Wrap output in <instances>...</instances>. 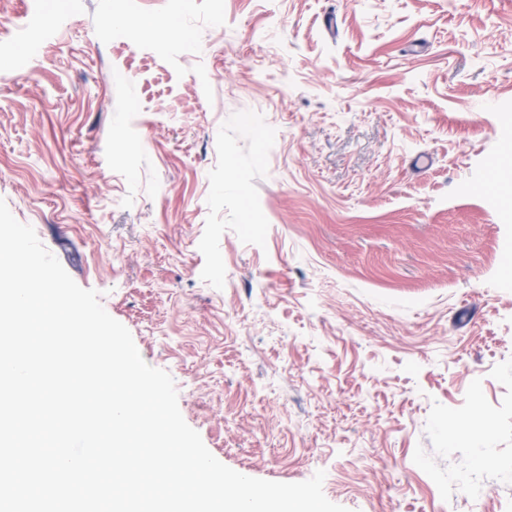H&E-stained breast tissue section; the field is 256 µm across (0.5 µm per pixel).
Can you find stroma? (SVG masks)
Wrapping results in <instances>:
<instances>
[{"label": "stroma", "mask_w": 512, "mask_h": 512, "mask_svg": "<svg viewBox=\"0 0 512 512\" xmlns=\"http://www.w3.org/2000/svg\"><path fill=\"white\" fill-rule=\"evenodd\" d=\"M0 66V199L219 461L512 512V0H0Z\"/></svg>", "instance_id": "35a3bbf8"}]
</instances>
